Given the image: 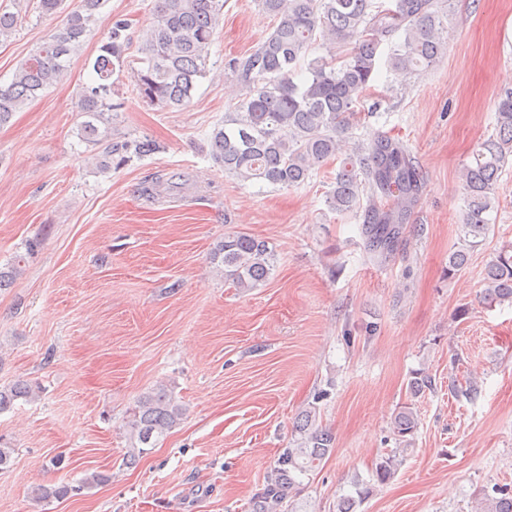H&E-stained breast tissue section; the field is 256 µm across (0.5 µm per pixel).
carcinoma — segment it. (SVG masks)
Listing matches in <instances>:
<instances>
[{
    "instance_id": "cac0c4a2",
    "label": "carcinoma",
    "mask_w": 512,
    "mask_h": 512,
    "mask_svg": "<svg viewBox=\"0 0 512 512\" xmlns=\"http://www.w3.org/2000/svg\"><path fill=\"white\" fill-rule=\"evenodd\" d=\"M274 18L269 36L248 55L232 62L246 90L236 107L224 113L210 138L212 156L224 173L243 182L268 183L280 188L299 187L329 162H339L328 207L363 220L367 249L389 254L409 223L423 193L424 174L408 147L384 133L369 144L339 154L342 135L353 129L358 107L374 88L381 67L415 74L435 64L444 54L439 30L445 16L436 0H394L386 7L374 0H260ZM105 0H80L65 16L62 30L51 35L24 59L11 82L0 85V124L33 103L67 75L71 59L90 33L95 14ZM224 11V0H156L154 20L139 47L135 91L147 105L172 110L186 105L199 80L206 76L209 48ZM127 19L113 22L97 49L92 64L95 82L84 87L78 109L85 120L81 137L101 149V170L112 169V156L129 150L146 156L159 146L152 140L112 141V76L124 68ZM401 35L400 41L392 37ZM329 44V54L309 56L318 41ZM306 77L295 81L300 73ZM473 160L461 172L464 208L460 214L459 246L448 257V277L468 263L471 250L490 231L488 213L496 187L512 156V92L496 107L495 134L480 141ZM211 263L224 281L242 291L265 284L276 267L269 243L252 235H224L211 253ZM483 299L488 305L512 304V243L504 244L486 266ZM42 388L18 381L0 389V412L14 402L39 397ZM185 408L165 385L139 398L129 413L126 433L129 450L124 464L132 466L146 449L180 424ZM418 417L402 406L392 421L393 433L404 441L415 433ZM294 447L277 461L254 512H279L292 498L300 478L315 470L334 450L332 432L317 425V408L300 412ZM403 457L381 456L372 473L377 484L388 483ZM94 472L77 484L42 486L35 491L41 502L78 495L110 481ZM371 490L356 484L355 495L336 501V512H356ZM479 512H512V490L495 486L483 492Z\"/></svg>"
}]
</instances>
